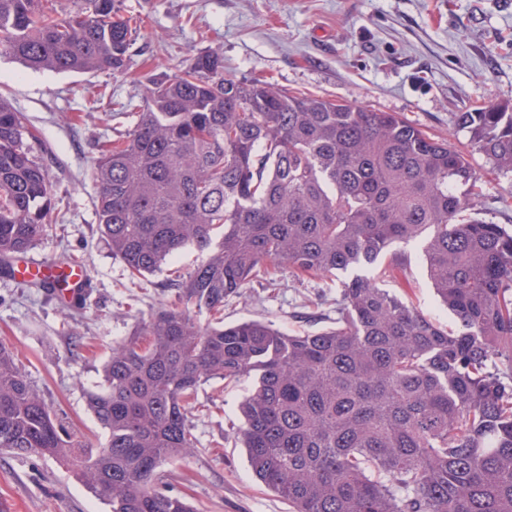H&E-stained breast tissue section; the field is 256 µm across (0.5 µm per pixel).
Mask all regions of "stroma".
I'll list each match as a JSON object with an SVG mask.
<instances>
[{"label":"stroma","instance_id":"1","mask_svg":"<svg viewBox=\"0 0 512 512\" xmlns=\"http://www.w3.org/2000/svg\"><path fill=\"white\" fill-rule=\"evenodd\" d=\"M139 17L124 73H55L24 67L0 50V95L40 137L55 190L46 230L24 260L81 263L85 302L60 303L43 288L18 282L0 262V342L14 348L25 373L68 430L95 443L107 432L87 407L103 382L112 346L154 311L174 304L172 271L200 261L186 249L162 271L131 279L112 255L96 216L91 166L103 142L130 121L121 113L140 99L146 78L187 68L195 54L224 59V74L295 94L352 101L394 112L429 135L464 147L480 176L482 216L512 225L507 180L456 129L455 113L512 101V0H121ZM410 274L386 286L445 325L454 319L434 303L417 245L405 247ZM275 284L250 282L224 302V322H270L291 332L330 326L334 283L277 269ZM245 385L213 379L198 393L191 422L198 445L161 471L171 494L196 512H288L252 478L233 436ZM0 512H110L61 460L0 450Z\"/></svg>","mask_w":512,"mask_h":512}]
</instances>
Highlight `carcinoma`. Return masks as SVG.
Instances as JSON below:
<instances>
[{"label": "carcinoma", "mask_w": 512, "mask_h": 512, "mask_svg": "<svg viewBox=\"0 0 512 512\" xmlns=\"http://www.w3.org/2000/svg\"><path fill=\"white\" fill-rule=\"evenodd\" d=\"M119 3L0 0V48L34 70L122 73L138 23ZM141 100L93 164L101 234L134 277L187 247L201 260L177 276L179 305L112 346L88 397L96 448L0 344V449L63 460L110 512H193L157 469L197 447L202 384L249 381L236 435L291 512H512V228L478 217L465 154L394 112L226 77L211 52ZM455 125L512 177L511 101ZM38 145L0 97V259L46 227ZM408 244L459 329L383 287V258L404 266ZM280 266L339 281L333 324H224V300Z\"/></svg>", "instance_id": "obj_1"}]
</instances>
